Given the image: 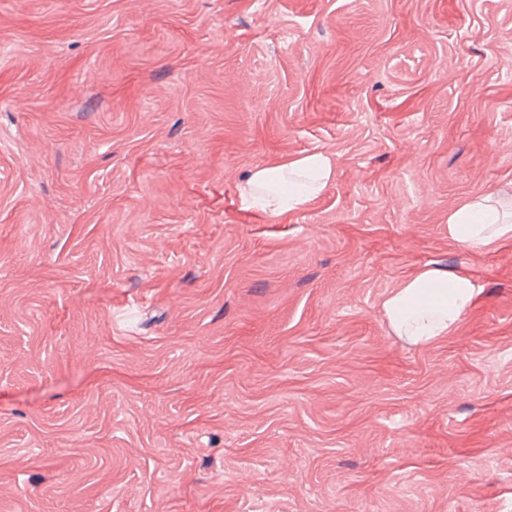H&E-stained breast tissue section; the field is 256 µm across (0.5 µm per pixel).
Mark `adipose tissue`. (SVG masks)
<instances>
[{"label":"adipose tissue","mask_w":512,"mask_h":512,"mask_svg":"<svg viewBox=\"0 0 512 512\" xmlns=\"http://www.w3.org/2000/svg\"><path fill=\"white\" fill-rule=\"evenodd\" d=\"M336 175L324 153L309 152L273 166H257L246 178L242 196L248 207L285 217L319 196ZM449 240L489 252L512 240V195L479 193L463 199L448 214ZM479 287L467 271L424 265L381 302L385 322L398 339L428 347L455 335Z\"/></svg>","instance_id":"ef3b65f1"}]
</instances>
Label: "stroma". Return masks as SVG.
Wrapping results in <instances>:
<instances>
[{"instance_id":"stroma-1","label":"stroma","mask_w":512,"mask_h":512,"mask_svg":"<svg viewBox=\"0 0 512 512\" xmlns=\"http://www.w3.org/2000/svg\"><path fill=\"white\" fill-rule=\"evenodd\" d=\"M497 190L512 0H0V512H512V241L442 231ZM427 263L481 292L417 349ZM335 175V164L327 155L309 152L277 165L254 167L242 196L249 208L285 217L319 196ZM424 265L384 295L381 312L392 335L412 347L448 340L479 293L466 270Z\"/></svg>"}]
</instances>
